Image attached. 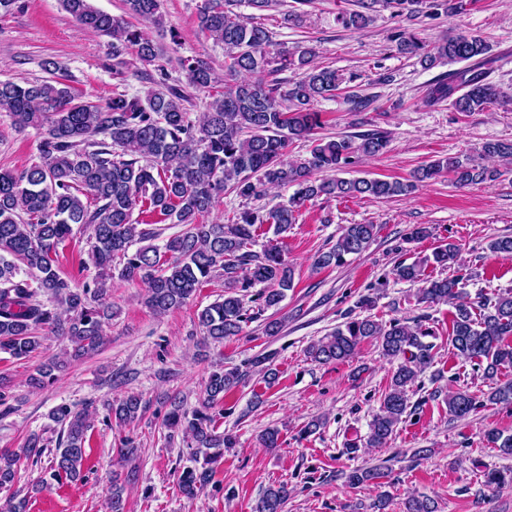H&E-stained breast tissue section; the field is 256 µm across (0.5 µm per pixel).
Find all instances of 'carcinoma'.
I'll list each match as a JSON object with an SVG mask.
<instances>
[{
    "label": "carcinoma",
    "instance_id": "obj_1",
    "mask_svg": "<svg viewBox=\"0 0 512 512\" xmlns=\"http://www.w3.org/2000/svg\"><path fill=\"white\" fill-rule=\"evenodd\" d=\"M126 14L164 27L162 0H124ZM240 0H201L198 27L224 46V85H218L210 67L187 58L181 66L189 85L208 94L210 110L195 125L184 111V93L169 87L142 100L118 94L97 105L77 99L64 83L50 79L24 86L0 81V111L20 130L43 131L39 160L21 173L0 171V353L22 359L41 347L38 330L47 329L68 342L75 357H87L105 341L104 327L112 319L108 281L118 277L147 286L145 305L158 315L186 305L212 277H224V298L198 313L203 335L214 342L237 336L243 324L276 308L293 287L292 270L281 247L254 252L257 226L270 224L281 235L297 222L306 202L315 198H392L407 195L418 183L446 172L467 186L484 182L493 172L457 158L435 160L413 172L405 181L377 178L316 179L313 173L343 172L363 156H375L388 146L378 133L352 137L312 139L319 127V113L312 105L332 95L344 83L336 70L314 62L315 50H291L273 40V32L254 24L236 11ZM361 10L342 14L337 21L351 30H362L376 14L389 10L415 17L427 9L459 12L464 0H359ZM63 8L85 30L112 39L113 70L124 76L123 55L135 51L138 60L153 63L159 48L145 32L128 22L97 10L91 0H62ZM399 50L423 52L427 66L469 61L468 69L448 74L430 86L426 102L448 101L458 112H480L501 98L500 91L484 82L486 44L475 36H450L423 49L414 35L397 32ZM302 72L284 84L275 79L282 71ZM356 112L376 110L375 99L359 90L347 92ZM299 140L312 142L310 157L288 160L289 146ZM482 152L503 160L512 158V143L484 145ZM270 186H291L288 202L271 209L244 210L229 223H207L216 203L231 190L244 198L258 199ZM158 213L185 230L168 237L163 246L151 243L157 232L132 219L136 207ZM90 230L88 259L98 269L92 283L71 286L58 267V248L73 226ZM376 236L374 224H347L336 242L320 253V266L342 265L346 257L366 251ZM459 248L448 242L431 255L394 269L397 279L423 282L419 301L453 307L450 342L457 354L477 361L485 379L496 383L486 400L458 390L448 396V412L456 418L470 415L488 401L512 405V381H499L501 369L512 367V291L475 303L465 291L462 275L424 277L428 266L447 269L457 262ZM261 286L256 297L248 290ZM434 336L419 321L381 322L370 316L352 318L329 335L311 343L307 354L326 364L354 358L363 343L374 342L383 357L398 361L381 406L368 424L366 443L385 445L409 407L408 391L418 376L432 365ZM58 361L49 359L30 379L42 387L54 379ZM248 371L213 370L201 406L192 412L170 401L164 426L190 440L189 465L177 475L181 494L189 501L210 481L224 459V449L235 446L230 433L219 431L212 409L224 395L244 383ZM142 398L131 393L112 405L119 425L134 423ZM59 427L50 477L76 482L82 479L88 409L67 404L50 414ZM484 437L500 455L512 456V435L489 429ZM44 439L32 434L21 448L0 451V490H9L18 479L24 460L40 457ZM132 468L112 479L110 512H124L125 485L137 479ZM385 477L381 466L355 468L348 482L361 485ZM489 487L512 485V470L488 469ZM291 494L280 483L266 488L254 512H283ZM26 499L16 494L0 498V512H26Z\"/></svg>",
    "mask_w": 512,
    "mask_h": 512
}]
</instances>
